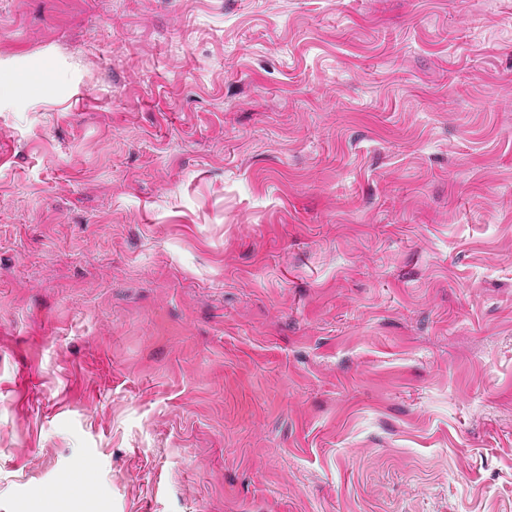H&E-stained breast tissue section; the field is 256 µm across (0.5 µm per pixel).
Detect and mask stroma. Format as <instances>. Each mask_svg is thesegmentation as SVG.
<instances>
[{
    "label": "stroma",
    "instance_id": "1",
    "mask_svg": "<svg viewBox=\"0 0 512 512\" xmlns=\"http://www.w3.org/2000/svg\"><path fill=\"white\" fill-rule=\"evenodd\" d=\"M0 512H512V0H0ZM48 81L45 72H33L26 74L11 73L8 70H0V92L16 100H23L37 92Z\"/></svg>",
    "mask_w": 512,
    "mask_h": 512
}]
</instances>
